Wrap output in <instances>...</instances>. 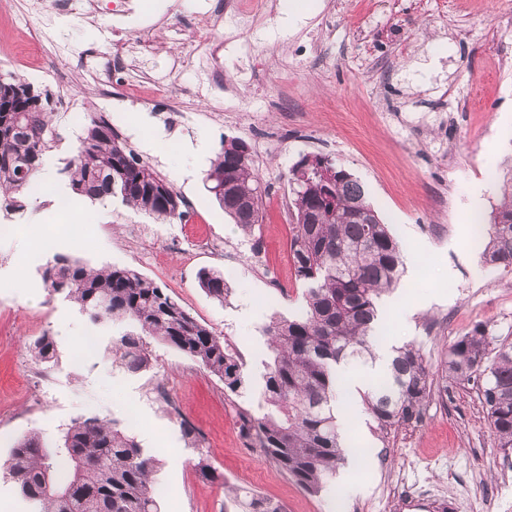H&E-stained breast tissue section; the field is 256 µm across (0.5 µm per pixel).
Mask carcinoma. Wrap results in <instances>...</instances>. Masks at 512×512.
Segmentation results:
<instances>
[{
  "instance_id": "carcinoma-1",
  "label": "carcinoma",
  "mask_w": 512,
  "mask_h": 512,
  "mask_svg": "<svg viewBox=\"0 0 512 512\" xmlns=\"http://www.w3.org/2000/svg\"><path fill=\"white\" fill-rule=\"evenodd\" d=\"M86 125L65 170L74 193L90 200L119 197L163 222L183 220L182 200L149 165L137 160L96 112ZM54 141L49 95L25 79L0 74V202L17 206V195L35 185ZM208 191L234 223L252 233L263 222L262 189L249 144L226 138L206 175ZM232 183L233 194L214 189ZM294 224L290 240L296 280L305 304L289 318L275 317L263 329L269 360L259 383L255 414L239 411L243 430L262 453L303 489L319 493L346 460L336 404L342 396L336 364H365L376 357L377 303L399 284L404 246L383 223L365 187L343 166L304 156L289 170ZM502 202L477 232L484 262L512 271V179L500 185ZM42 279L50 292L76 304L94 327L126 320L134 330L121 336L115 352L129 370L149 366L152 338L196 360L238 395L248 388L238 351L200 322L154 280L127 268L89 267L73 255L57 254ZM198 286L224 302V275L207 270ZM44 363L56 344L43 335L30 344ZM387 374L361 396L378 429L410 423L434 393V379L413 344L392 349ZM482 381V399L498 447L512 449V342L478 324L447 349L441 379ZM66 463L68 478L59 480ZM159 460L142 448L130 427L88 417L75 421L62 445L48 448L37 432L13 445L6 474L26 512H161L151 475ZM198 476L211 483L222 475L199 455ZM248 512H282L253 494Z\"/></svg>"
}]
</instances>
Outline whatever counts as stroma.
Here are the masks:
<instances>
[{
	"instance_id": "stroma-1",
	"label": "stroma",
	"mask_w": 512,
	"mask_h": 512,
	"mask_svg": "<svg viewBox=\"0 0 512 512\" xmlns=\"http://www.w3.org/2000/svg\"><path fill=\"white\" fill-rule=\"evenodd\" d=\"M89 0L77 10L69 0L35 7L34 0H0V72H13L51 95L68 92L84 111L101 112L122 129V140L185 201L191 221L162 223L120 198L92 201L72 196L66 209L55 195L28 197L23 209L0 211L14 225L0 237V512H23L4 479L14 442L40 432L57 446L72 421L87 417L125 422L128 408L142 447L162 461L154 474L162 512H239L254 492L279 501L285 512H396L392 495L403 491L406 512H512V452L499 448L476 385L449 382L419 419L377 429L364 406L344 410L347 441L363 456L350 473L360 493L342 496L337 482L311 494L245 438L239 409H256L254 395L225 394L224 385L190 357L150 343L149 368L133 373L113 352L130 331L114 322L91 329L78 308L50 293L41 271L56 253H73L90 266H124L153 279L199 321L229 340L245 373L258 380L266 353L262 327L272 316H293L303 286L291 278L290 240L273 208L254 235H245L206 189L205 175L223 138L251 147L268 198L291 195L288 170L302 156L323 154L360 181L373 208L405 244L399 287L382 296L378 310L384 347L415 344L430 371L474 325L512 333V272L484 265L474 241L475 216L490 218L499 203L495 182L512 158V0H287L254 29L234 33L221 67L237 73L252 59L250 85L200 96L205 48L176 45L168 23L183 20L223 35L215 12L220 0ZM133 47L144 85L127 95L105 53L117 39ZM176 83L172 97L151 99L154 79ZM470 95L463 117L448 118L450 97ZM59 136L46 168L57 183L83 133L80 116L55 113ZM207 136L209 151L196 146ZM454 195L452 214L436 205L439 185ZM431 224L443 235L428 232ZM223 242L237 274L230 294L217 301L198 286L202 270L220 271L224 254L196 249L185 255L186 226ZM270 255L257 260L253 239ZM27 285H15L18 268ZM288 275L278 288L275 273ZM96 341L86 350L87 332ZM57 345L43 363L29 344L42 335ZM203 438L194 449L181 422ZM224 481L201 480L199 455Z\"/></svg>"
}]
</instances>
